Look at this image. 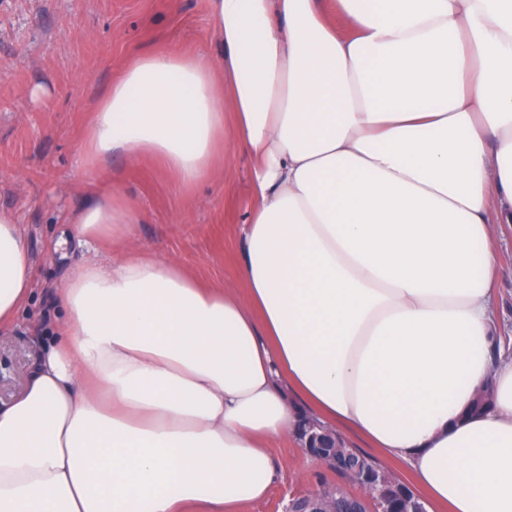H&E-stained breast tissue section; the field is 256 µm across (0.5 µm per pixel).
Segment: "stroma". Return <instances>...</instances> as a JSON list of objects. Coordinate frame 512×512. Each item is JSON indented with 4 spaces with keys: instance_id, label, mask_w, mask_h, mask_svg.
Returning a JSON list of instances; mask_svg holds the SVG:
<instances>
[{
    "instance_id": "35a3bbf8",
    "label": "stroma",
    "mask_w": 512,
    "mask_h": 512,
    "mask_svg": "<svg viewBox=\"0 0 512 512\" xmlns=\"http://www.w3.org/2000/svg\"><path fill=\"white\" fill-rule=\"evenodd\" d=\"M212 0H0V210L13 213L28 239L34 289L13 330L0 333V404L20 392L48 330L61 316L55 286L86 250L56 242L69 213L99 186H113L142 210L130 250L176 258L200 282L238 281L236 226L250 206L251 159L224 138L230 177L195 188L150 157L113 160L89 173L79 150L93 108L138 53L166 48L203 54L213 37ZM501 271L494 320L512 338V231L495 235ZM277 479L246 512H284L293 497L316 491L336 472L308 462L297 442L272 450Z\"/></svg>"
}]
</instances>
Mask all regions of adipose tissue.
<instances>
[{
    "instance_id": "ef3b65f1",
    "label": "adipose tissue",
    "mask_w": 512,
    "mask_h": 512,
    "mask_svg": "<svg viewBox=\"0 0 512 512\" xmlns=\"http://www.w3.org/2000/svg\"><path fill=\"white\" fill-rule=\"evenodd\" d=\"M213 2L212 51L136 55L80 155L150 156L190 188L232 132L241 286L150 256L72 270L0 406V512H243L305 417L407 462L434 512H512L491 246L512 224V0ZM139 220L105 190L58 243L119 249ZM32 287L0 211V332Z\"/></svg>"
}]
</instances>
